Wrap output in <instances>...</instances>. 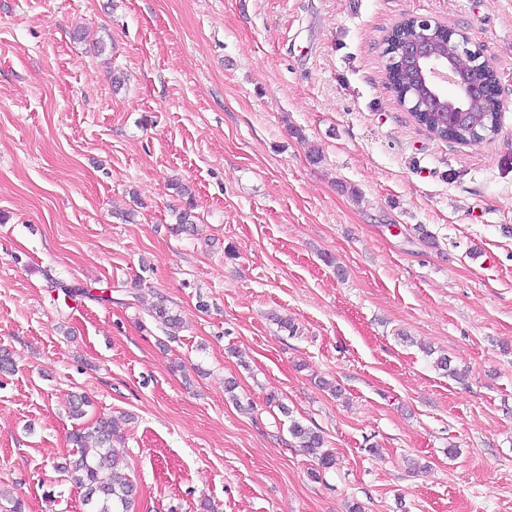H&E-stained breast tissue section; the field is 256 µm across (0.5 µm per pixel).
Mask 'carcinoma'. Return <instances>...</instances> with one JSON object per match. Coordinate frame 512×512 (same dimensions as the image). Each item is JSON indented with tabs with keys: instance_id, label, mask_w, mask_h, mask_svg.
Wrapping results in <instances>:
<instances>
[{
	"instance_id": "1",
	"label": "carcinoma",
	"mask_w": 512,
	"mask_h": 512,
	"mask_svg": "<svg viewBox=\"0 0 512 512\" xmlns=\"http://www.w3.org/2000/svg\"><path fill=\"white\" fill-rule=\"evenodd\" d=\"M413 33L410 21L391 29L384 39L387 54H393L400 40ZM460 64L486 89V97L471 102V122L465 125L456 123L452 112L422 110L411 113V116L438 139L477 146L493 139L500 127L498 113L490 112L486 107L488 96L496 88L495 75L476 55L462 56ZM387 76L398 99L408 102L420 100L416 78L409 76L399 64L388 63ZM154 319L170 336L176 335L181 328L180 315L162 302L155 305ZM289 432L297 447L311 454L319 468L326 470L336 464L334 454L324 448V438L319 432L297 420L291 421ZM69 439L76 452L61 469L82 490L81 503L85 512H134L136 487L116 449L124 436L115 420L99 418L91 426L73 429Z\"/></svg>"
}]
</instances>
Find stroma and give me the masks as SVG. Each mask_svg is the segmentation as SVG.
<instances>
[{
	"mask_svg": "<svg viewBox=\"0 0 512 512\" xmlns=\"http://www.w3.org/2000/svg\"><path fill=\"white\" fill-rule=\"evenodd\" d=\"M412 15L498 72L491 142L399 106ZM3 350L23 512H83L75 394L127 416L136 512H512V0H0ZM294 419L336 455L319 478Z\"/></svg>",
	"mask_w": 512,
	"mask_h": 512,
	"instance_id": "1",
	"label": "stroma"
}]
</instances>
